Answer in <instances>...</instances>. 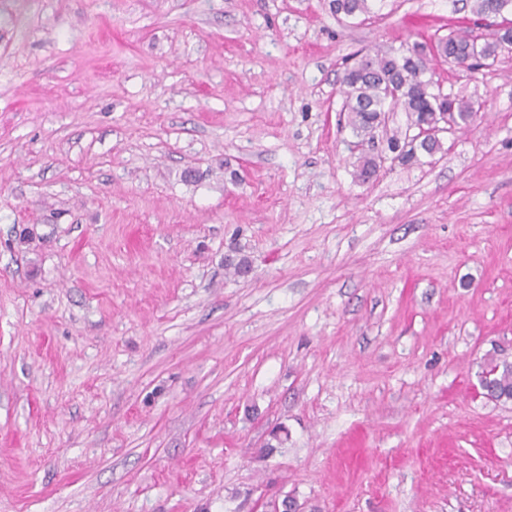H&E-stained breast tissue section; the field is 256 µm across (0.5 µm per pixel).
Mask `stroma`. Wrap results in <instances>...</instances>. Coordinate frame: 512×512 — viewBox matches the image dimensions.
<instances>
[{
    "label": "stroma",
    "instance_id": "1",
    "mask_svg": "<svg viewBox=\"0 0 512 512\" xmlns=\"http://www.w3.org/2000/svg\"><path fill=\"white\" fill-rule=\"evenodd\" d=\"M473 4L0 0V512H512V49L366 183L341 85ZM371 0H331L330 8L339 18L356 19L371 13ZM480 384H486L488 387L480 386L482 394L489 400L500 402H509L512 400V362L503 359L495 360L491 358L487 360L478 372ZM492 387V388H490ZM496 390V393L494 392ZM504 396L503 399H501Z\"/></svg>",
    "mask_w": 512,
    "mask_h": 512
}]
</instances>
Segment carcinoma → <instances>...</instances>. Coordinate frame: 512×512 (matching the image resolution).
I'll return each instance as SVG.
<instances>
[{"mask_svg": "<svg viewBox=\"0 0 512 512\" xmlns=\"http://www.w3.org/2000/svg\"><path fill=\"white\" fill-rule=\"evenodd\" d=\"M371 0H330V8L339 18L356 19L371 13ZM512 43V29L493 40L479 41L477 37H459L453 33L437 38V57L450 63L457 59L470 60L474 66L494 61L505 43ZM367 65L357 61L344 70L342 85L345 111L357 138L358 178L367 181L377 172L383 156L374 153L379 134L386 135L388 151L401 163L418 160V153L427 155L442 149L438 134L454 122L460 128L470 124L482 104L473 99L450 95L443 98L441 82L435 79L431 65L420 57L400 49L379 50L366 54ZM403 112L407 117L406 130L417 133L399 137L388 134L386 119L391 112ZM479 383L497 392L506 403L512 400V362L503 359L487 360L478 372Z\"/></svg>", "mask_w": 512, "mask_h": 512, "instance_id": "1", "label": "carcinoma"}]
</instances>
